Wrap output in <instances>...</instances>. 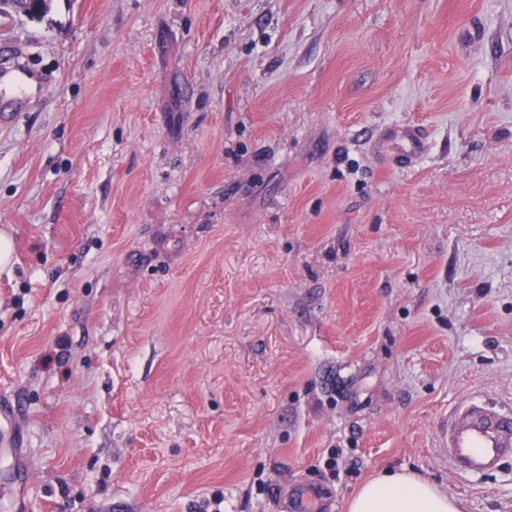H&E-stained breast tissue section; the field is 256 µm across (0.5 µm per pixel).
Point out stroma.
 Wrapping results in <instances>:
<instances>
[{
	"label": "stroma",
	"instance_id": "obj_1",
	"mask_svg": "<svg viewBox=\"0 0 512 512\" xmlns=\"http://www.w3.org/2000/svg\"><path fill=\"white\" fill-rule=\"evenodd\" d=\"M0 123V512H346L512 405V0H52ZM338 451L336 472L326 460Z\"/></svg>",
	"mask_w": 512,
	"mask_h": 512
}]
</instances>
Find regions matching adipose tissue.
Returning <instances> with one entry per match:
<instances>
[{"label": "adipose tissue", "instance_id": "adipose-tissue-1", "mask_svg": "<svg viewBox=\"0 0 512 512\" xmlns=\"http://www.w3.org/2000/svg\"><path fill=\"white\" fill-rule=\"evenodd\" d=\"M348 512H463V503L415 472L386 470L361 485Z\"/></svg>", "mask_w": 512, "mask_h": 512}]
</instances>
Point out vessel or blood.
<instances>
[{
    "label": "vessel or blood",
    "instance_id": "obj_1",
    "mask_svg": "<svg viewBox=\"0 0 512 512\" xmlns=\"http://www.w3.org/2000/svg\"><path fill=\"white\" fill-rule=\"evenodd\" d=\"M29 75L17 60L0 66V92L21 99ZM448 464L458 474L485 476L512 457V408L476 393L448 415Z\"/></svg>",
    "mask_w": 512,
    "mask_h": 512
}]
</instances>
